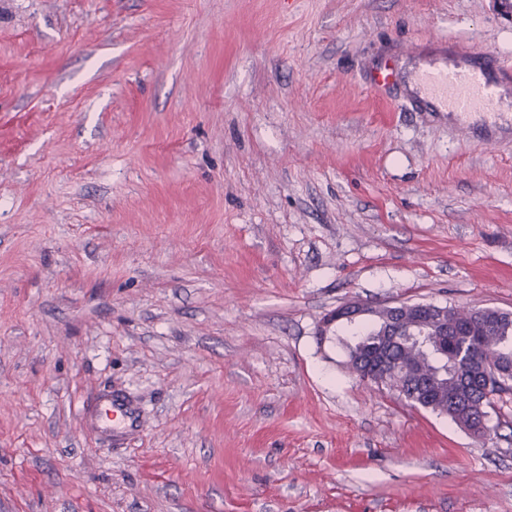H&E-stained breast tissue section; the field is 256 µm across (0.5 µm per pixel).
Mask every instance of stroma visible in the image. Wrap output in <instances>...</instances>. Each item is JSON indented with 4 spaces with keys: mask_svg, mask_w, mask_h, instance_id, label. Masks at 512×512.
Instances as JSON below:
<instances>
[{
    "mask_svg": "<svg viewBox=\"0 0 512 512\" xmlns=\"http://www.w3.org/2000/svg\"><path fill=\"white\" fill-rule=\"evenodd\" d=\"M440 39L512 64L495 0H0V512H512V393L479 440L316 336L512 312V124L415 106ZM377 308L359 300H348L324 316L318 328V335L320 339H324L335 327L356 325L370 320ZM103 410L106 421L101 419ZM83 417L112 436L116 433H132L140 427L138 417L125 397L112 393L104 395L94 409L83 405Z\"/></svg>",
    "mask_w": 512,
    "mask_h": 512,
    "instance_id": "obj_1",
    "label": "stroma"
}]
</instances>
